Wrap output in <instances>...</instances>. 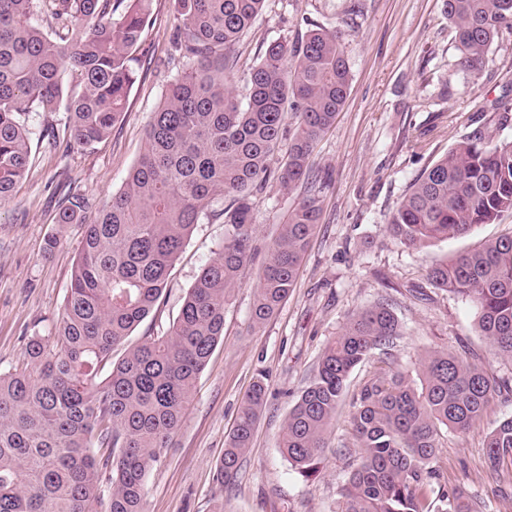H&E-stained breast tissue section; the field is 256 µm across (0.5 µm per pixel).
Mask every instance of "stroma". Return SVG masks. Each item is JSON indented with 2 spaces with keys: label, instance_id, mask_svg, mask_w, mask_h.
<instances>
[{
  "label": "stroma",
  "instance_id": "stroma-1",
  "mask_svg": "<svg viewBox=\"0 0 512 512\" xmlns=\"http://www.w3.org/2000/svg\"><path fill=\"white\" fill-rule=\"evenodd\" d=\"M176 25L170 0H154L143 33L144 54L125 112L102 142L48 148L33 141L32 167L0 203V370L22 359L29 336L47 332L62 311L82 228L58 230L63 198L84 195L87 220L121 189L139 159L147 124L176 70L168 64ZM324 26L340 32L350 67L346 103L319 141L312 166L326 176L321 213L298 273L279 312L252 328L249 312L263 260L241 271L224 311V335L202 371L181 427L149 471L145 512H338L339 490L358 456L352 406L343 401L328 431L317 473L303 477L281 455L278 438L288 412L312 380L317 359L346 319L378 300L402 323L395 353L415 371L428 352L468 351L485 369L512 378V361L498 357L476 330L477 311L465 298L431 288L429 266L481 242L512 233V212L463 238L411 250L398 244L387 221L423 169L460 136L481 132L512 141V121L500 123L493 101L512 95V37L489 49L480 76L463 73L443 0H267L237 44L240 66L252 65L272 41L295 39ZM448 97H440L441 87ZM299 199L269 183L254 198L253 235L261 254ZM53 253L44 245L52 233ZM224 243V223L195 226L157 308L134 338L167 330L200 269ZM266 377L269 400L234 484L220 488L216 467L252 383ZM512 417V396L494 398L466 436L445 435L438 453L441 486L464 483L491 512H512V483L492 472L483 440Z\"/></svg>",
  "mask_w": 512,
  "mask_h": 512
}]
</instances>
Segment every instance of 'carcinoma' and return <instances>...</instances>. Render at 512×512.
Masks as SVG:
<instances>
[{
    "mask_svg": "<svg viewBox=\"0 0 512 512\" xmlns=\"http://www.w3.org/2000/svg\"><path fill=\"white\" fill-rule=\"evenodd\" d=\"M179 68L149 121L142 155L122 189L84 225L64 308L29 337L22 364L0 371V512H145V480L181 426L196 381L224 335V309L242 268L258 254L253 197L275 181L304 190L265 257L251 310L265 325L294 288L326 187L310 159L336 122L350 84L345 47L317 26L274 41L248 68L244 99L232 50L266 0H170ZM153 0H0V202L27 176L29 112H67L42 140L81 146L112 132L137 80ZM459 66L479 75L492 44L512 34V0H444ZM73 72L78 89L64 87ZM295 119L288 132V117ZM287 156L271 161L283 138ZM225 200L220 212L210 210ZM88 201L73 196L56 223L78 224ZM512 211V141L463 136L411 184L388 233L417 249L470 234ZM224 217V244L188 289L161 335L128 338L157 306L194 226ZM428 284L469 299L492 350L512 359V235L432 266ZM401 323L382 299L353 314L323 350L288 413L278 448L302 475L315 471L352 371L374 353L388 368L352 398L360 457L341 489L340 512H488L454 485L436 488L442 432L465 435L512 382L465 353L433 351L417 380L393 366ZM124 345V356L112 353ZM255 381L225 443L217 483L235 482L266 404ZM492 469L512 465V417L485 436Z\"/></svg>",
    "mask_w": 512,
    "mask_h": 512,
    "instance_id": "obj_1",
    "label": "carcinoma"
}]
</instances>
